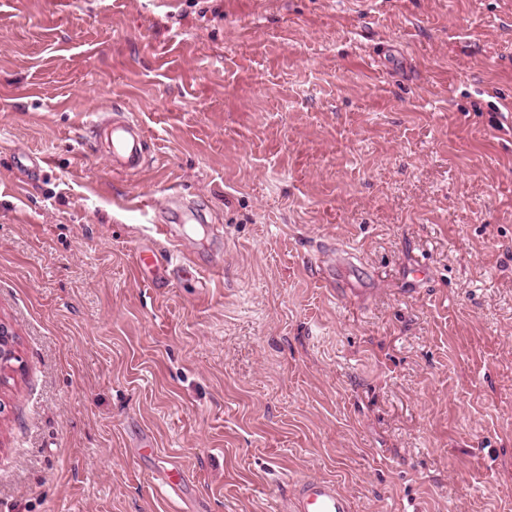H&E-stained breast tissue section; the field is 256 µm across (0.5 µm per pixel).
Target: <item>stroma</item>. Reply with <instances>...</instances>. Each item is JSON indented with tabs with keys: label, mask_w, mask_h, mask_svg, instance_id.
I'll use <instances>...</instances> for the list:
<instances>
[{
	"label": "stroma",
	"mask_w": 512,
	"mask_h": 512,
	"mask_svg": "<svg viewBox=\"0 0 512 512\" xmlns=\"http://www.w3.org/2000/svg\"><path fill=\"white\" fill-rule=\"evenodd\" d=\"M0 323V512H512V0H0ZM90 130L103 124H112L108 138L111 154L108 156L113 171L136 172L143 167L145 139L142 130L126 117L106 118L104 114L91 115ZM154 230L164 238L167 245L152 238L151 245L137 248L134 258L141 276L157 286L168 280L171 272L185 271L190 265L182 254L181 245L170 224H155ZM287 512H352L350 497L332 479L307 477L296 482Z\"/></svg>",
	"instance_id": "1"
}]
</instances>
